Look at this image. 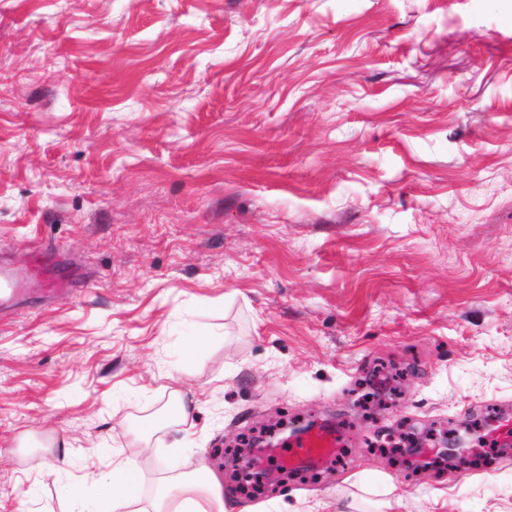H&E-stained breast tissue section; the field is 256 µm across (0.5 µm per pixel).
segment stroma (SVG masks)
Here are the masks:
<instances>
[{
	"label": "stroma",
	"instance_id": "1",
	"mask_svg": "<svg viewBox=\"0 0 512 512\" xmlns=\"http://www.w3.org/2000/svg\"><path fill=\"white\" fill-rule=\"evenodd\" d=\"M35 249L73 288L0 306V512L127 459L147 500L203 460L237 512H512V457L429 468L512 404V0H0V265ZM280 415L343 462L246 496L224 450Z\"/></svg>",
	"mask_w": 512,
	"mask_h": 512
}]
</instances>
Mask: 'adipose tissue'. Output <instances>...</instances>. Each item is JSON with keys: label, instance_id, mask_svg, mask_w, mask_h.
I'll return each instance as SVG.
<instances>
[{"label": "adipose tissue", "instance_id": "ef3b65f1", "mask_svg": "<svg viewBox=\"0 0 512 512\" xmlns=\"http://www.w3.org/2000/svg\"><path fill=\"white\" fill-rule=\"evenodd\" d=\"M152 512H234V506L225 501L217 476L202 466L193 474L168 480Z\"/></svg>", "mask_w": 512, "mask_h": 512}]
</instances>
